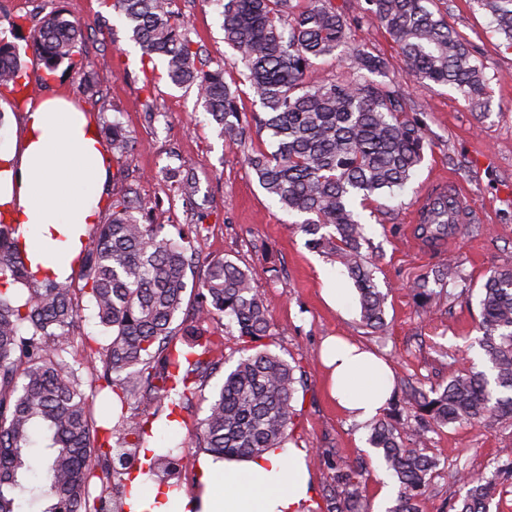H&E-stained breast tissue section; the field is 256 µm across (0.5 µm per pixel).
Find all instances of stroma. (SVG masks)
<instances>
[{
    "label": "stroma",
    "mask_w": 512,
    "mask_h": 512,
    "mask_svg": "<svg viewBox=\"0 0 512 512\" xmlns=\"http://www.w3.org/2000/svg\"><path fill=\"white\" fill-rule=\"evenodd\" d=\"M333 2L353 20L350 46L366 47L398 65L396 44L383 28L367 21L365 0ZM174 9L184 18L203 62L212 69L227 66V78L238 79L212 0H174ZM52 11L82 25L81 63L60 66L49 78L39 56L27 53L26 79L34 100L62 96L94 115L98 126L120 121L133 144L112 157L111 182L129 186L148 207L153 223L182 230L196 272H203L207 261L224 257L249 270L277 330L266 339L269 349L299 365L302 374L288 442L308 452L317 492L306 512H327L326 461L333 454L362 466L361 504L365 512H376L383 488L393 479L367 443L368 425L349 420L330 399L319 347L325 337L342 336L373 349L390 363L401 392L447 383L479 359L471 342L478 335L481 288L490 269L512 263V50L496 33L490 13L476 0H448L449 23L466 39L472 62L484 71V110H471L453 88L407 83L405 115L424 126V160L404 189L354 203L373 244L376 283L386 295L387 327L378 336L363 327L356 290L338 263L307 247L292 216L259 187L247 165L252 148L268 145L267 132L252 133L241 144L220 137L197 105L195 91L172 85L162 60L143 64L112 0H27L23 5L0 0V39L26 45L33 26ZM20 14L26 21L13 29ZM98 73L109 74V81L96 83ZM170 167L194 173L199 192L193 202L183 203L163 177ZM445 178L466 192L482 216L480 229L416 245L412 212L434 183ZM449 261L459 264L463 285L446 286L421 306L416 283ZM329 287L345 289L343 309L324 301L322 291ZM223 378V372H216L179 421L161 417L152 423L154 444L181 446L186 476L180 491L188 496L197 492L206 452L189 437L187 427L205 417ZM424 451L440 465L429 494L419 503L420 512H449L460 494L461 475L487 472L493 462L512 457V422L446 426L429 432Z\"/></svg>",
    "instance_id": "1"
}]
</instances>
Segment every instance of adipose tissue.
<instances>
[{
	"label": "adipose tissue",
	"mask_w": 512,
	"mask_h": 512,
	"mask_svg": "<svg viewBox=\"0 0 512 512\" xmlns=\"http://www.w3.org/2000/svg\"><path fill=\"white\" fill-rule=\"evenodd\" d=\"M109 156L94 119L71 102L48 97L22 118L21 130L0 146V222L18 227L33 272L68 281L88 225L98 223ZM328 389L359 423L382 411L392 372L375 353L328 338L321 350ZM200 496L173 498L148 473L132 476L131 512H298L315 495L302 449L283 446L242 462L207 458Z\"/></svg>",
	"instance_id": "adipose-tissue-1"
}]
</instances>
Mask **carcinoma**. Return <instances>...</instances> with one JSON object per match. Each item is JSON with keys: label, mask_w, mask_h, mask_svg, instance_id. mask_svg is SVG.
<instances>
[{"label": "carcinoma", "mask_w": 512, "mask_h": 512, "mask_svg": "<svg viewBox=\"0 0 512 512\" xmlns=\"http://www.w3.org/2000/svg\"><path fill=\"white\" fill-rule=\"evenodd\" d=\"M448 0H366V16L398 46L406 79L460 91L469 105L482 106L485 77L470 60L468 44L429 4ZM173 0H113L143 61L163 59L170 81L194 87L197 100L222 136L240 143L251 128L266 131L274 149L256 148L246 162L259 186L290 214L316 252L333 256L359 296L363 325L374 333L386 326L385 294L375 281L374 263L362 253L369 244L352 209L361 198L393 194L413 176L427 146L422 125L400 119L403 85L379 86L371 76H390V63L365 49L350 55L347 79H317L316 60L346 46L350 18L332 0H216L224 43L242 64L262 111L248 114L224 68L204 69ZM488 10L505 47L512 48V0H478ZM80 24L59 12L43 17L32 43L48 74L76 66ZM17 47L0 40V87L29 99ZM129 147L123 126L112 122V152ZM165 177L190 200L196 181L169 168ZM112 213L94 226L77 262L78 288L70 281L37 278L15 237L17 227L0 223V512H19L15 491L20 471L31 470L29 450L45 441L47 482L40 496L44 512H125L128 478L148 425L162 405L187 409L206 386L220 358L223 339L203 325L227 319L236 329L240 357L224 373L206 416L195 425L199 447L217 459L259 457L282 446L293 425L296 367L264 347L275 335L260 290L248 271L222 258L207 263L193 289L194 318L175 324L189 287L192 257L182 239L150 224L144 208L119 183L111 192ZM438 211L418 225L435 241L463 232ZM433 280H463L458 266L440 264ZM24 286L28 295L18 294ZM111 330L110 342L95 350L77 343L83 298ZM483 368L471 366L438 388L419 390L408 400L393 395L389 412L370 426L368 443L398 483L387 512H419L438 460L421 445L428 432L458 425L512 421V265L490 272L479 299ZM80 349L101 371L86 382L66 354ZM115 398L112 427L93 417V398L102 390ZM174 447L152 451L148 472L174 490L181 469ZM328 512H361V473L342 457H332ZM463 496L452 512H488L496 495L512 487V458L493 470L462 479Z\"/></svg>", "instance_id": "obj_1"}]
</instances>
